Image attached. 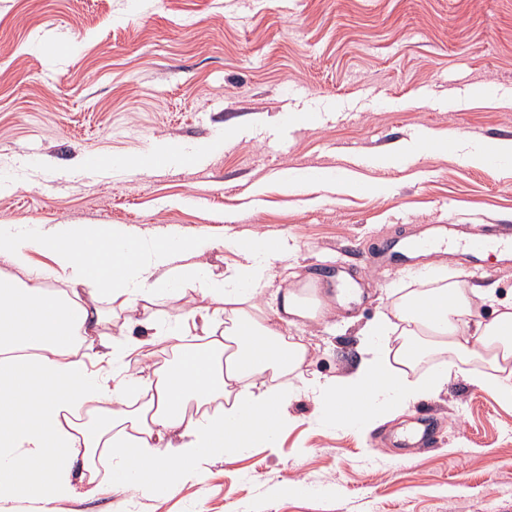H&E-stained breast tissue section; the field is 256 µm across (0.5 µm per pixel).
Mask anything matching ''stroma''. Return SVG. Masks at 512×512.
Returning a JSON list of instances; mask_svg holds the SVG:
<instances>
[{
    "mask_svg": "<svg viewBox=\"0 0 512 512\" xmlns=\"http://www.w3.org/2000/svg\"><path fill=\"white\" fill-rule=\"evenodd\" d=\"M502 96L512 0H0V183L15 185L0 193V225L284 238L267 292L312 276L360 290L333 324L303 329L307 376L329 378L427 264L512 299V264L476 269L460 248L399 269L381 257L424 224L512 225V162L471 166L423 144L448 131L469 147L512 139ZM313 112L320 122H306ZM165 140L199 146L194 164L85 163ZM307 167L335 178L290 187ZM288 411L273 444L207 461L202 480L160 500L113 484L100 456V493L55 512H512V403L464 379L366 431L329 423L309 389ZM423 411L436 445L391 448L385 434Z\"/></svg>",
    "mask_w": 512,
    "mask_h": 512,
    "instance_id": "obj_1",
    "label": "stroma"
}]
</instances>
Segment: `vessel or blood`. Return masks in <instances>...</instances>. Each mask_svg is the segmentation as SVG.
<instances>
[{
    "label": "vessel or blood",
    "mask_w": 512,
    "mask_h": 512,
    "mask_svg": "<svg viewBox=\"0 0 512 512\" xmlns=\"http://www.w3.org/2000/svg\"><path fill=\"white\" fill-rule=\"evenodd\" d=\"M452 245L462 246L473 261L484 255L505 257L512 253V226L497 224L491 226L485 235L470 237L466 234L465 225L431 224L415 240L396 241L389 258L393 261H406L413 259L415 252L435 251ZM436 438L437 421L433 415L425 414L405 426L397 435L394 445L398 448H424L432 445Z\"/></svg>",
    "instance_id": "obj_1"
}]
</instances>
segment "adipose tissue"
Here are the masks:
<instances>
[{"mask_svg": "<svg viewBox=\"0 0 512 512\" xmlns=\"http://www.w3.org/2000/svg\"><path fill=\"white\" fill-rule=\"evenodd\" d=\"M215 241L200 234L144 237L122 225L58 224L33 233L0 226V498L25 494L49 504L71 498L76 465L111 450L114 479L148 496L202 479L204 460L273 442L291 422L288 386L265 378L305 380L325 418L367 428L403 406L437 396L463 378L512 403V302L495 288L465 280L399 296L390 315L361 331L357 363L325 380L306 379L310 350L298 328L322 324L332 297L316 279L278 289L272 312L258 303L267 272L282 260L285 239L252 234L231 240L243 261L214 273L205 255ZM46 253L51 266L34 265ZM63 282L62 290L47 280ZM201 303L158 324L159 298ZM125 312L120 341H98L96 297ZM495 306L488 320L477 304ZM176 342L174 362L140 375L146 343ZM94 350L107 372L89 370ZM439 360L427 377L408 380L425 357ZM487 364L475 374L471 361Z\"/></svg>", "mask_w": 512, "mask_h": 512, "instance_id": "obj_1", "label": "adipose tissue"}]
</instances>
